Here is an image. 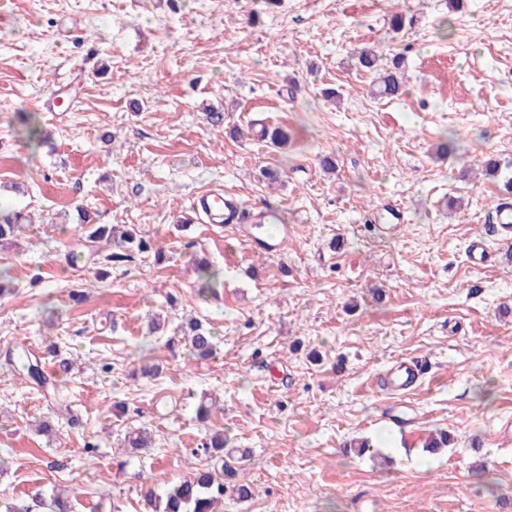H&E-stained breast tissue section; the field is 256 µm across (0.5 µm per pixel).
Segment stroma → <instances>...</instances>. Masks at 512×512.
Listing matches in <instances>:
<instances>
[{
	"label": "stroma",
	"instance_id": "1",
	"mask_svg": "<svg viewBox=\"0 0 512 512\" xmlns=\"http://www.w3.org/2000/svg\"><path fill=\"white\" fill-rule=\"evenodd\" d=\"M395 12L414 26L392 32ZM372 44L403 55L401 99L373 96L355 66ZM24 112L49 146L21 136ZM261 122L288 126V147L250 135ZM446 140L454 154L436 159ZM264 167L282 171L275 188ZM511 177L512 0H0V206L31 219L0 249V501L64 492L74 512H144L221 429L248 451L253 492L223 512H512V438L498 434L512 248L493 229ZM212 189L275 208L280 252L192 217ZM395 206L400 229L377 232ZM81 208L155 238L161 257L98 277ZM478 234L483 267L465 254ZM201 257L222 274L209 293ZM156 314L164 333L148 331ZM192 318L216 334L214 358L190 356ZM20 345L53 386L19 376ZM397 360L428 367L404 396L375 384ZM136 428L149 451L125 447ZM442 430L451 445L426 452Z\"/></svg>",
	"mask_w": 512,
	"mask_h": 512
}]
</instances>
